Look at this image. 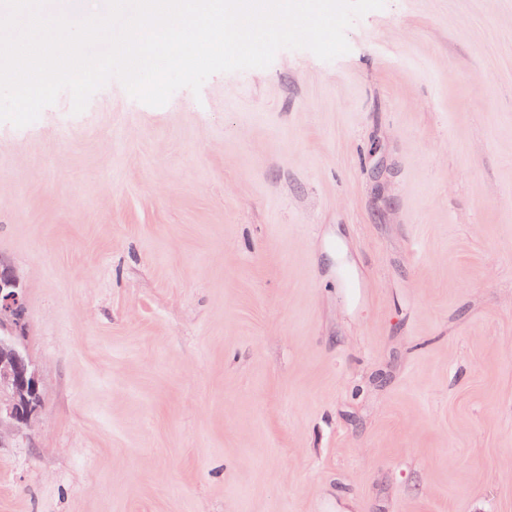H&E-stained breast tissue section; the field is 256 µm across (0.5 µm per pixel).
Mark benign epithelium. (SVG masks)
I'll use <instances>...</instances> for the list:
<instances>
[{
	"label": "benign epithelium",
	"instance_id": "benign-epithelium-1",
	"mask_svg": "<svg viewBox=\"0 0 512 512\" xmlns=\"http://www.w3.org/2000/svg\"><path fill=\"white\" fill-rule=\"evenodd\" d=\"M27 322L22 282L0 262V442L30 425L42 403V380L23 340Z\"/></svg>",
	"mask_w": 512,
	"mask_h": 512
}]
</instances>
